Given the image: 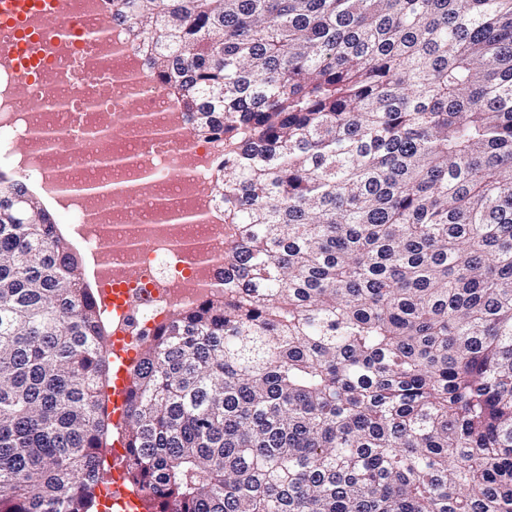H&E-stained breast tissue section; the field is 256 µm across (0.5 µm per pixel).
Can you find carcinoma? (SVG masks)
I'll return each instance as SVG.
<instances>
[{"label":"carcinoma","mask_w":512,"mask_h":512,"mask_svg":"<svg viewBox=\"0 0 512 512\" xmlns=\"http://www.w3.org/2000/svg\"><path fill=\"white\" fill-rule=\"evenodd\" d=\"M236 145L224 292L130 371L147 512H512V0H117ZM83 267L0 171V512H94Z\"/></svg>","instance_id":"obj_1"}]
</instances>
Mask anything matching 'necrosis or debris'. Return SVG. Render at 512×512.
Segmentation results:
<instances>
[{
  "label": "necrosis or debris",
  "mask_w": 512,
  "mask_h": 512,
  "mask_svg": "<svg viewBox=\"0 0 512 512\" xmlns=\"http://www.w3.org/2000/svg\"><path fill=\"white\" fill-rule=\"evenodd\" d=\"M43 21L52 36L34 60L0 63V169L48 199L105 326L124 333L116 347L135 351L224 289L235 242L217 184L224 136L194 132L112 0H51ZM111 115L123 119L115 137Z\"/></svg>",
  "instance_id": "4bbe7bcc"
}]
</instances>
